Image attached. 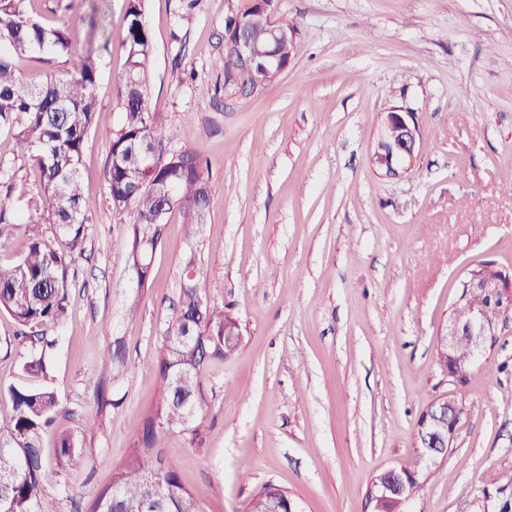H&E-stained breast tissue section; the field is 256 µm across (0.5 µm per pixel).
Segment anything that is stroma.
Masks as SVG:
<instances>
[{
	"mask_svg": "<svg viewBox=\"0 0 512 512\" xmlns=\"http://www.w3.org/2000/svg\"><path fill=\"white\" fill-rule=\"evenodd\" d=\"M94 3L112 34L95 53L100 108L80 164L94 209L38 382L62 403L42 434V494L56 512H91L142 436L189 246L174 207L139 285L123 249L133 213L109 199L127 0L29 8L83 47ZM244 3L143 0L159 151L191 150L208 167L196 247L208 302L242 331L237 350L201 372V438L167 433L155 456L176 464L203 512H246L269 483L296 512H372L373 477L419 466L418 421L448 394L461 408L454 443L406 512H512V319L468 382L438 361L470 270L491 261L512 273V0H274L300 51L252 94L215 65L224 17ZM395 107L414 114L419 137L411 166L388 176L370 152ZM39 185L36 162L0 126V209L23 213ZM17 330L0 311V427L25 383ZM63 434L85 468L59 457Z\"/></svg>",
	"mask_w": 512,
	"mask_h": 512,
	"instance_id": "stroma-1",
	"label": "stroma"
}]
</instances>
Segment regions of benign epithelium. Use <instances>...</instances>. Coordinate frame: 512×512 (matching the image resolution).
Instances as JSON below:
<instances>
[{"mask_svg":"<svg viewBox=\"0 0 512 512\" xmlns=\"http://www.w3.org/2000/svg\"><path fill=\"white\" fill-rule=\"evenodd\" d=\"M270 48L263 52L262 59H256V40L253 32L247 26L238 28L236 37L229 47L236 60L238 69L245 76L259 73L261 68L284 70L281 46L286 34L279 24L271 22L266 29ZM418 128L414 116L393 108L384 113L379 134L372 147L373 162L380 171L387 175H396L407 169L414 158L417 144ZM481 292L489 296L492 302L499 303L504 316L512 315V284H504L499 277L489 278L483 274H468L462 284V292L454 306L465 304L471 294ZM498 324L488 318L486 308L472 307L469 310L466 322L456 319L448 322L445 334L440 339V350L453 353L459 343L464 342L470 350V361H475L482 355L487 345L497 335ZM452 417L460 419L461 409L453 398L441 397L428 407L424 417L418 423L416 447L419 448V460L432 464L435 460L447 453L454 439L455 432L448 431L442 425V419ZM418 475L416 469L392 468L388 477L376 478L370 488L371 500L374 508L379 512L381 505L391 503L395 510L401 512L405 501L398 498L399 486L407 475Z\"/></svg>","mask_w":512,"mask_h":512,"instance_id":"7a95c632","label":"benign epithelium"}]
</instances>
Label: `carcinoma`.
Segmentation results:
<instances>
[{"mask_svg": "<svg viewBox=\"0 0 512 512\" xmlns=\"http://www.w3.org/2000/svg\"><path fill=\"white\" fill-rule=\"evenodd\" d=\"M29 0H0V123L9 129L16 153L29 156L40 170V191L29 199L24 214L13 222L0 212V245L13 226H25L27 246L12 264H0V310L8 312L25 331L22 341L29 349L23 370L31 378L46 376L53 342L48 329L56 326L68 310L69 267L84 253L88 220L93 204L84 195L80 163L88 134L98 109L96 86L99 75L93 54L83 56L73 67L51 70L39 83L24 81L17 72L22 57L50 63L71 53V37L64 27H47L32 15ZM126 29L121 47L126 56L125 75L119 89L121 123L114 134L107 161L109 198L115 209H132V237L124 243L130 264H135L139 230L155 222L158 212L177 201L192 213L209 205L207 168L192 152L176 165L145 169L143 158L151 145L161 142L165 128L150 111L148 61L151 38L144 20L142 0H129ZM139 172L158 184L166 195L136 192L129 174ZM45 208L53 214L65 249L40 231L35 215ZM189 286L180 290L179 310L164 336L161 373L164 389L154 417L145 425L136 450L116 473L114 489L102 491L92 512H112V491L128 502L147 501L171 512H200L194 497L183 488L176 465L166 463L164 476L148 479L147 457L158 447L155 424L165 430L185 426L188 413L196 410L200 387L198 368L205 355L227 356L238 341L224 343V323L229 315L206 300L207 269L198 254L188 251L182 261ZM14 415L0 429V512H54L43 500L46 466L39 445L40 431L61 410L57 394L46 389L12 388ZM66 462L78 467L83 458L77 440H60ZM279 500L288 510L290 500L269 484L248 506L258 512L261 504Z\"/></svg>", "mask_w": 512, "mask_h": 512, "instance_id": "carcinoma-1", "label": "carcinoma"}]
</instances>
